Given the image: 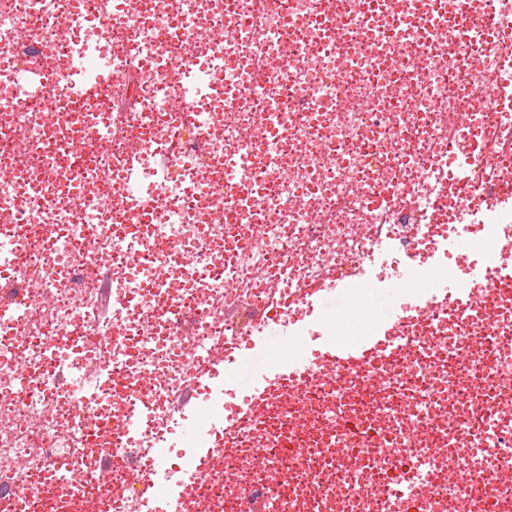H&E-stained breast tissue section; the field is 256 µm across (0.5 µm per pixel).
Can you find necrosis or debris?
I'll return each instance as SVG.
<instances>
[{
  "instance_id": "1",
  "label": "necrosis or debris",
  "mask_w": 512,
  "mask_h": 512,
  "mask_svg": "<svg viewBox=\"0 0 512 512\" xmlns=\"http://www.w3.org/2000/svg\"><path fill=\"white\" fill-rule=\"evenodd\" d=\"M425 0H108L110 23L73 0H0V506L15 495L93 496L96 512H146L133 491L151 449L183 418L168 405L240 327L230 310H262L276 288L328 285L373 258L377 239L443 249L473 240L488 266L512 236V38L461 43V17L418 32ZM107 62L108 94L82 101L66 51ZM57 107L65 142L40 112ZM194 123L182 125V111ZM467 179V197L452 185ZM147 214L145 233L116 232ZM410 342V380L380 397L354 385L312 387L309 418L329 398L367 429L312 457L251 464V431L224 449L237 489L205 479L211 502L241 512L257 495L279 512H501L512 503V384L460 392L449 372L467 348L512 374V336L481 319L458 331L435 310ZM27 365L24 385L15 359ZM147 370L156 396L122 384ZM146 422L121 425L132 413ZM112 431V454L95 453ZM440 444V457L426 450ZM293 473L295 486L273 470ZM464 469L471 498L448 480ZM416 473L410 490L404 472Z\"/></svg>"
}]
</instances>
